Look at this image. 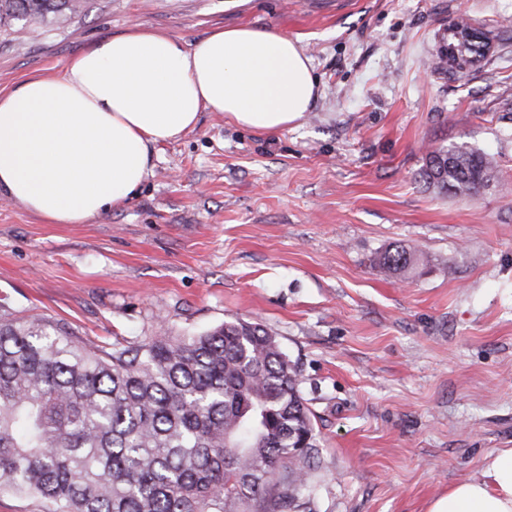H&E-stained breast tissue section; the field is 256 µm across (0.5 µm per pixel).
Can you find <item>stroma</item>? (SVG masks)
<instances>
[{
  "label": "stroma",
  "instance_id": "1",
  "mask_svg": "<svg viewBox=\"0 0 512 512\" xmlns=\"http://www.w3.org/2000/svg\"><path fill=\"white\" fill-rule=\"evenodd\" d=\"M462 18L488 34L485 58L434 69ZM137 23L188 47L218 27L281 29L320 94L277 133L202 112L90 224H46L0 194V304L94 348L260 322L312 412L314 512H427L512 448V0H91L0 35V90ZM461 144L495 156L497 182L473 198L426 188L428 151ZM393 244L429 265L376 266Z\"/></svg>",
  "mask_w": 512,
  "mask_h": 512
}]
</instances>
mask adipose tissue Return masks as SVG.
Here are the masks:
<instances>
[{
    "label": "adipose tissue",
    "instance_id": "ef3b65f1",
    "mask_svg": "<svg viewBox=\"0 0 512 512\" xmlns=\"http://www.w3.org/2000/svg\"><path fill=\"white\" fill-rule=\"evenodd\" d=\"M319 83L297 40L277 28H218L193 47L144 27L74 55L52 78L0 93V192L47 224H88L142 185L152 146L201 112L254 131L298 123ZM427 512H512V448Z\"/></svg>",
    "mask_w": 512,
    "mask_h": 512
}]
</instances>
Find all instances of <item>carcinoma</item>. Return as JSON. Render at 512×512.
<instances>
[{"mask_svg":"<svg viewBox=\"0 0 512 512\" xmlns=\"http://www.w3.org/2000/svg\"><path fill=\"white\" fill-rule=\"evenodd\" d=\"M85 0H0V30L70 18ZM497 161L430 151L421 178L474 197ZM423 255L377 264L407 278ZM319 449L294 365L258 322L110 349L66 324L0 306V493L47 512H312Z\"/></svg>","mask_w":512,"mask_h":512,"instance_id":"cac0c4a2","label":"carcinoma"}]
</instances>
